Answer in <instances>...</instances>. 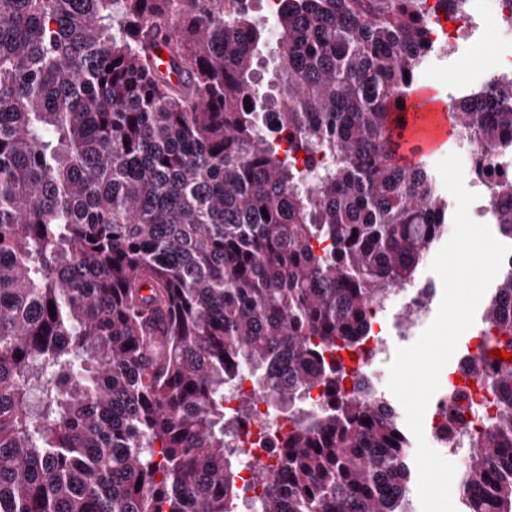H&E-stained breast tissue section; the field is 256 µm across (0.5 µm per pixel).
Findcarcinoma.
<instances>
[{"label":"carcinoma","mask_w":512,"mask_h":512,"mask_svg":"<svg viewBox=\"0 0 512 512\" xmlns=\"http://www.w3.org/2000/svg\"><path fill=\"white\" fill-rule=\"evenodd\" d=\"M461 7L280 0L269 26L252 0H0V512H237L224 432L253 403L224 387L246 373L292 423L262 512H407L398 417L306 395L341 387L366 304L446 232L397 129L435 10ZM272 31L273 102L252 69ZM456 109V135L512 139V80ZM496 223L512 237V205ZM503 297L512 268L483 316L512 336ZM492 361L462 512H512Z\"/></svg>","instance_id":"obj_1"}]
</instances>
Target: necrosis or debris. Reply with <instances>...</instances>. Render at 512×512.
Returning <instances> with one entry per match:
<instances>
[{"mask_svg":"<svg viewBox=\"0 0 512 512\" xmlns=\"http://www.w3.org/2000/svg\"><path fill=\"white\" fill-rule=\"evenodd\" d=\"M487 20L502 40L497 56L482 74L489 80L512 79V0H466L462 11L448 15V25L441 34L448 45L457 48L481 34L482 24ZM467 163L470 170H482L490 180L502 174L512 176V145L490 148L470 143ZM426 294L425 288L412 285L394 293L386 303L368 306L365 336L368 354L350 361L351 378L343 386L345 395L383 401L384 393L374 375L378 361L386 353L384 332L389 328L400 329L401 318L408 314L426 320L430 314ZM500 339L496 330L475 327L454 376L448 377L432 398L428 428L432 446L441 453L467 456L487 434L489 423L498 411L497 369L481 362L480 356L496 347ZM246 396L253 399L252 413L248 420L238 424L233 439L240 458L238 486L242 493L238 512H260L263 484L259 477L273 474L275 449L290 422L287 413L276 409L266 392L248 378L225 389V408H233L239 398Z\"/></svg>","mask_w":512,"mask_h":512,"instance_id":"necrosis-or-debris-1","label":"necrosis or debris"}]
</instances>
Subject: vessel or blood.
Returning <instances> with one entry per match:
<instances>
[{"label":"vessel or blood","mask_w":512,"mask_h":512,"mask_svg":"<svg viewBox=\"0 0 512 512\" xmlns=\"http://www.w3.org/2000/svg\"><path fill=\"white\" fill-rule=\"evenodd\" d=\"M413 99L417 109L409 113L402 138V155L409 161L434 154L452 132L451 109L435 88L420 87Z\"/></svg>","instance_id":"vessel-or-blood-1"}]
</instances>
